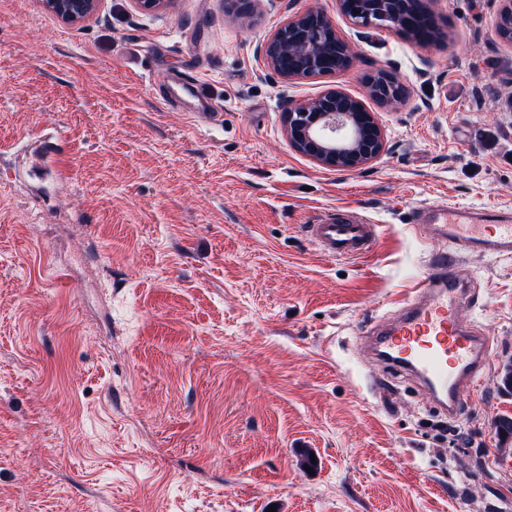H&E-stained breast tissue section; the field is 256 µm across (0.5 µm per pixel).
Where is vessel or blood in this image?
Here are the masks:
<instances>
[{
    "label": "vessel or blood",
    "instance_id": "b4317fda",
    "mask_svg": "<svg viewBox=\"0 0 512 512\" xmlns=\"http://www.w3.org/2000/svg\"><path fill=\"white\" fill-rule=\"evenodd\" d=\"M413 225H431L452 246L437 256L428 276L401 305L396 318L371 336L377 357L388 367L412 376L430 390L449 416H458L486 360L489 339L464 326L459 309L471 301L463 289L468 278L459 259L466 253L512 258V215L498 210L473 212L464 207L420 206L410 213ZM306 237L339 257L373 247L376 227L352 211L327 212L305 225Z\"/></svg>",
    "mask_w": 512,
    "mask_h": 512
}]
</instances>
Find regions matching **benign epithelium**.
Returning <instances> with one entry per match:
<instances>
[{"label": "benign epithelium", "instance_id": "obj_1", "mask_svg": "<svg viewBox=\"0 0 512 512\" xmlns=\"http://www.w3.org/2000/svg\"><path fill=\"white\" fill-rule=\"evenodd\" d=\"M363 13L349 10L339 0L352 23L366 29L417 28L427 0H359ZM46 7L66 23L91 17L100 0H45ZM336 31L327 16L317 10L302 12L278 29L262 52L263 63L285 78H309L335 71L342 57L343 70L354 66L355 56L346 43L336 53ZM369 96L384 103L402 97L405 87L386 70L366 78ZM288 137L293 148L321 165L337 170H356L377 158L385 147V135L374 113L358 98L332 90L301 102L287 114Z\"/></svg>", "mask_w": 512, "mask_h": 512}]
</instances>
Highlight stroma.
<instances>
[{"label":"stroma","mask_w":512,"mask_h":512,"mask_svg":"<svg viewBox=\"0 0 512 512\" xmlns=\"http://www.w3.org/2000/svg\"><path fill=\"white\" fill-rule=\"evenodd\" d=\"M443 48L355 27L337 0H102L67 25L0 0V512H512V259L463 261L464 323L490 336L457 419L369 358L446 250L412 208L512 211V42L502 0H433ZM323 12L353 69L285 79L259 56ZM406 97L383 105L365 77ZM192 80L208 119L168 83ZM339 90L375 112L364 169L294 150L285 114ZM67 132L69 180L31 150ZM376 224L362 256L300 231L327 210ZM314 454L313 470L302 456ZM380 73V74H379ZM369 96L383 103H389L392 96L403 97L406 94L405 87L386 70H380L366 78Z\"/></svg>","instance_id":"stroma-1"}]
</instances>
